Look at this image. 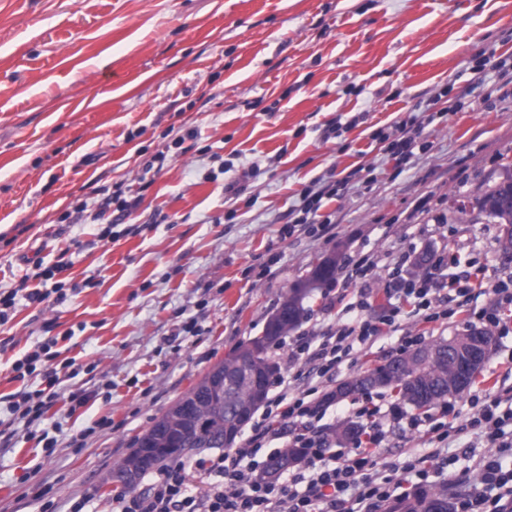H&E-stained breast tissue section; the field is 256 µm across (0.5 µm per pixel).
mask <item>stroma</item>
Wrapping results in <instances>:
<instances>
[{"mask_svg":"<svg viewBox=\"0 0 512 512\" xmlns=\"http://www.w3.org/2000/svg\"><path fill=\"white\" fill-rule=\"evenodd\" d=\"M512 61V0H0V291L32 263L61 265L68 294L17 298L0 324V418L41 382L16 379L14 360L45 337L101 393L70 410L58 401L41 430L0 447V512H112L113 471L134 439L234 347L261 335L282 296L331 252L373 264L371 312L393 288L405 253H454L491 277L512 278L497 227L475 200L512 165V85L475 80L470 61ZM449 111L426 125L429 152L388 161L373 134L439 93ZM198 130L153 181L142 165L172 138ZM231 171H223L224 161ZM371 170L364 185L349 180ZM346 180L323 208L332 224L289 232L291 209L315 179ZM240 192H224L225 180ZM138 197L132 233L97 238L104 189ZM432 213L411 219L417 199ZM86 212H79V205ZM358 284L337 269L315 289L303 331L336 325L338 297ZM197 320L198 335L182 326ZM396 338L354 352L333 380L272 349L290 395L327 392L390 359ZM512 355L497 337L468 394H495ZM94 373H87V366ZM83 447L71 438L96 421Z\"/></svg>","mask_w":512,"mask_h":512,"instance_id":"1","label":"stroma"}]
</instances>
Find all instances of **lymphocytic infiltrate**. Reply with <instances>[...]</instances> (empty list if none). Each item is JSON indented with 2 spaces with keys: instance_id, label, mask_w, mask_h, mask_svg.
Returning <instances> with one entry per match:
<instances>
[{
  "instance_id": "1",
  "label": "lymphocytic infiltrate",
  "mask_w": 512,
  "mask_h": 512,
  "mask_svg": "<svg viewBox=\"0 0 512 512\" xmlns=\"http://www.w3.org/2000/svg\"><path fill=\"white\" fill-rule=\"evenodd\" d=\"M422 125L412 112L378 139L386 143L392 159L405 163L430 148ZM336 194L334 185L313 181L294 209L296 223H328L321 209ZM455 263L454 254L439 255L433 272L402 279L393 303L379 317L365 316L364 300L344 305L337 313L335 330L307 337L292 349V363H313L318 377L329 378L355 347H370L394 336L397 353L412 350L419 337L400 331V318L407 312L427 323L465 313L501 335L511 334L505 316L512 313V284L487 276L478 263L471 271L454 274ZM441 268L452 271L445 297L434 276ZM58 343V337H46L13 362L17 377L39 374L46 382L45 388L14 394L10 409L15 422L31 426L59 399L58 372L71 363L60 360ZM470 406L464 418L455 404H444L442 420L429 422L409 415L395 401L365 406L359 414L369 419L368 431L358 441L332 447L313 426L326 410L322 398L291 399L281 392L267 401L242 445L192 467L181 460L166 464L144 493L117 498L115 512H399L416 490L442 477L448 464L435 453L383 464L388 422L406 432L426 430L440 443L468 430L477 432L487 451L479 460L474 488L456 497L455 512H512V387L501 395L472 398ZM284 438L303 449V464L284 479L265 481L258 470L271 456L267 445Z\"/></svg>"
}]
</instances>
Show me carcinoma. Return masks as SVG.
I'll use <instances>...</instances> for the list:
<instances>
[{
  "instance_id": "cac0c4a2",
  "label": "carcinoma",
  "mask_w": 512,
  "mask_h": 512,
  "mask_svg": "<svg viewBox=\"0 0 512 512\" xmlns=\"http://www.w3.org/2000/svg\"><path fill=\"white\" fill-rule=\"evenodd\" d=\"M512 191V169H505L502 178L490 187L477 201L480 213L490 224L499 228L498 247L501 255L512 259V205L504 198ZM339 264V253L334 251L317 264L310 273L294 283L279 302L266 322L262 335L233 348L220 362L224 370V401L214 404L208 395L210 375H205L186 394L179 398L151 427L135 438L131 452L119 465L115 478L123 480L128 465L137 461L143 448H158L149 466L160 469L169 459L193 451L224 447V434L239 435L254 413L265 402L279 364L269 355L272 345L299 327L305 319V301L311 292L333 280ZM476 334V330L457 332L448 339L402 354L372 371L354 376L339 383L328 395L334 401L377 386L398 390L400 397L414 409L433 407L448 395L459 393L453 385L455 353L452 343ZM361 432V426L344 422L329 433L332 441L343 443ZM302 460V449L282 448L267 462L263 477L276 478L281 472ZM415 512H451L448 488L441 486L429 493L414 506Z\"/></svg>"
}]
</instances>
